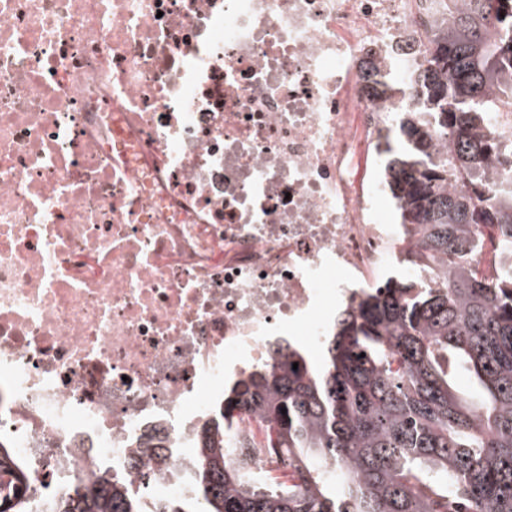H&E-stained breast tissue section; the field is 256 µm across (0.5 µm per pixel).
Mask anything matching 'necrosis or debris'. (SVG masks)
<instances>
[{
  "label": "necrosis or debris",
  "mask_w": 512,
  "mask_h": 512,
  "mask_svg": "<svg viewBox=\"0 0 512 512\" xmlns=\"http://www.w3.org/2000/svg\"><path fill=\"white\" fill-rule=\"evenodd\" d=\"M463 0H0V436L66 498L197 491L224 386L317 355L422 236L383 152ZM391 86L384 97L375 84ZM512 187V112L482 128ZM234 460L290 480L255 420Z\"/></svg>",
  "instance_id": "4bbe7bcc"
}]
</instances>
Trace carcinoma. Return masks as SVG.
<instances>
[{
	"mask_svg": "<svg viewBox=\"0 0 512 512\" xmlns=\"http://www.w3.org/2000/svg\"><path fill=\"white\" fill-rule=\"evenodd\" d=\"M411 81L421 101L387 148L386 184L402 222L424 225L407 263L435 286L401 279L341 311L321 369L290 351L239 381L197 438L199 497L161 512H448L450 483L455 512H512V267L478 276L483 242L471 240L483 224L512 252V194L483 205L496 144L477 133L498 111L494 94L512 98V0H466L437 22ZM430 118L455 133L450 154L428 155L419 129ZM460 369L473 391L458 387ZM246 415L300 463L292 483L229 461L224 438ZM0 512H36L35 494L16 493ZM52 512L137 509L102 474Z\"/></svg>",
	"mask_w": 512,
	"mask_h": 512,
	"instance_id": "obj_1",
	"label": "carcinoma"
}]
</instances>
